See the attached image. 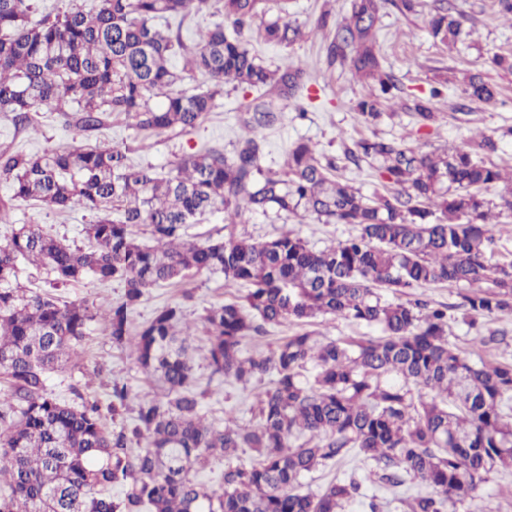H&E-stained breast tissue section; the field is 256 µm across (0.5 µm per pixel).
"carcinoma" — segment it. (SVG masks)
Returning a JSON list of instances; mask_svg holds the SVG:
<instances>
[{
	"label": "carcinoma",
	"instance_id": "1",
	"mask_svg": "<svg viewBox=\"0 0 512 512\" xmlns=\"http://www.w3.org/2000/svg\"><path fill=\"white\" fill-rule=\"evenodd\" d=\"M417 2L350 0L342 22L328 26L326 12L317 19L329 28L328 66H346L376 84L356 105L366 124L400 90L376 50L380 12L388 3L413 14ZM436 2L432 36L464 42L463 19L445 0ZM209 7V0H99L87 9L68 0L66 9L34 21V0H0V112L13 114L17 129L35 126L36 112H59L80 135L102 131L114 115L160 134L199 125L227 82L285 98L310 82L307 69L271 70L249 48L265 0H221L224 21L201 46H187L184 19ZM258 33L280 46L302 36L280 17ZM178 54L186 58L183 72L204 77L207 89H173L184 79L170 67ZM158 92L165 100L155 105ZM464 95L486 103L495 90L472 74ZM407 110L425 126L435 119L432 102L422 97ZM276 119L264 102L248 106L245 136L231 154L206 148L184 155L163 177L104 142L42 155L0 150V179L11 190L0 199L1 220L18 202L94 216L86 247L37 224L20 225L0 245V512H344L345 503L366 497L357 479L334 480L320 494L299 488L318 467L352 455L375 462L382 483L425 486L408 512H447L458 504L493 512L475 492L491 470L512 467V363L477 364L451 347L448 306L384 292L484 284L461 295L457 307L471 318L512 313V262L491 261L495 238L488 227L491 208L512 211V191L499 204L479 193L501 179L482 159L497 142L484 135L435 155L392 139H361L346 158L376 164L389 184L386 193L366 196L331 178L335 161L321 163L308 141L288 149L282 170L264 168L259 133ZM271 211L352 224L356 233L323 250L288 231L265 240L235 234L248 216ZM207 213L224 214L227 235L204 245L187 241L185 225ZM139 226L153 245L138 241ZM22 259L49 268L57 288L87 278L119 282L123 300L102 308L11 288ZM212 270L244 287L202 317L212 374L244 389L271 377L254 394L249 428L230 420L219 430L200 413L205 391L181 304L162 307L131 330L130 313L148 289ZM320 316L374 327L384 337L321 342L302 330L267 355L243 353L246 339L265 335L269 325L301 326ZM98 318L112 343L129 348L165 391L140 398L132 421L110 428L97 403H69L47 387L49 374L78 356ZM505 339L497 332L480 337L476 354ZM130 397L127 385L113 384L112 419L123 416ZM239 450L255 457L235 464ZM216 452L224 472L211 489L194 472ZM117 485L124 493L114 498Z\"/></svg>",
	"mask_w": 512,
	"mask_h": 512
}]
</instances>
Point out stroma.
<instances>
[{
  "instance_id": "35a3bbf8",
  "label": "stroma",
  "mask_w": 512,
  "mask_h": 512,
  "mask_svg": "<svg viewBox=\"0 0 512 512\" xmlns=\"http://www.w3.org/2000/svg\"><path fill=\"white\" fill-rule=\"evenodd\" d=\"M456 13L467 19L473 34L465 44L448 48L434 39L428 29V19L435 0H420L415 15L402 16L394 8L382 11L378 23L377 47L406 94L434 98L437 119L426 127H419L414 117L399 106L383 108L380 119L372 125L360 122L356 112L359 100L371 91L370 80L354 76L348 69L328 67L323 44L325 34L316 30L321 11H330L332 17L342 18L348 10V0H268L267 18H275L280 9H287L291 20L301 27L304 36L295 44L284 47L269 45L254 39L256 52L269 69L283 65L303 66L310 71L312 81L297 100L280 103L281 119L274 127L264 130L265 167L281 169L288 148L297 141H311L320 159H335L340 174L365 195L381 190L382 181L369 162L352 163L344 151L363 138L379 136L420 148L425 152L451 150L461 146L477 134L493 137L499 149L486 162L502 172L512 171V71L492 66L493 54L512 53V22L499 12L496 0H448ZM481 74L493 86L496 102L466 104L463 88L470 74ZM431 96V95H430ZM251 93L225 85L224 93L216 99L213 112L206 115L195 129L183 132L169 130L161 134H147L132 123L114 120L102 133L103 139L113 145L129 149L135 163L152 165L164 172L171 161L184 154L205 147H219L232 151L243 131L238 122L240 112L251 100ZM33 129L15 131L11 114L0 112V149L11 147L29 153L47 149L87 144V137L73 136L62 118L54 112L37 116ZM92 217L74 210L60 213L46 207H32L18 203L8 221H0V244L6 243L11 230L20 224H37L42 229L70 245H84L83 228ZM288 230L306 240L310 247L321 249L352 233L349 224H327L311 217H283L276 214L259 215L248 223L237 225V234L256 240L272 237ZM190 290L192 297L182 300V290ZM461 289L456 285H431L413 289L412 297L434 304L448 305V341L468 352L475 337L499 330L507 332L508 340L493 351L492 361L512 362V314L479 319L469 326L458 310ZM238 294L235 284L226 282L223 272H202L189 276L182 287L163 285L148 290L131 314L133 325L149 320L157 310L174 300H182L184 314L191 323H198L206 309L232 299ZM126 383L142 396H153L155 387L136 367L130 350L113 346L103 322L93 323L82 344V367L52 376L49 389L60 399L77 402L86 398L108 404L112 400L113 382ZM211 391L202 402V412L215 426H223L226 417L242 426L252 419L254 402L252 390L230 383L210 382ZM374 462L352 457L336 467H327L311 473L303 490L320 492L335 479L355 476L362 482L365 495L349 506L348 512H369L366 498L374 496L381 512H406L403 499L415 496L421 486L415 482L393 488L372 482Z\"/></svg>"
}]
</instances>
